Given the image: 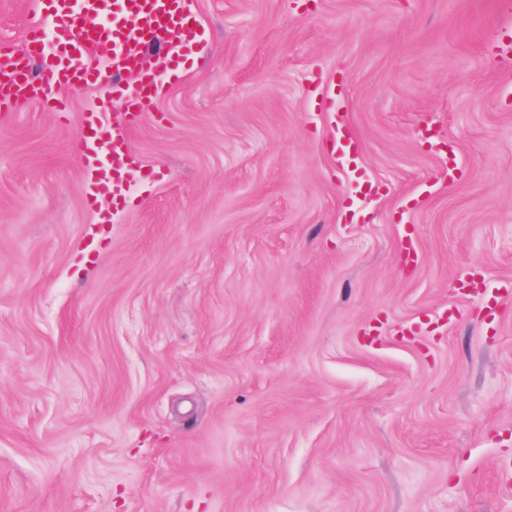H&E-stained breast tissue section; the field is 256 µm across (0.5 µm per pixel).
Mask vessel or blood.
I'll return each instance as SVG.
<instances>
[{
    "label": "vessel or blood",
    "instance_id": "1",
    "mask_svg": "<svg viewBox=\"0 0 512 512\" xmlns=\"http://www.w3.org/2000/svg\"><path fill=\"white\" fill-rule=\"evenodd\" d=\"M191 0H40L54 34L46 49L40 29L29 30L24 52L0 46V109L12 111L36 101L53 112L67 109L63 88L109 83L113 94L125 97L123 125L101 123L97 111L84 117V131L75 144L87 172L84 194L95 201L111 192L113 205L124 203L121 182L126 164L129 127L145 105L163 95L177 70L165 56L163 70L143 67L145 48L170 37L178 46L197 40Z\"/></svg>",
    "mask_w": 512,
    "mask_h": 512
}]
</instances>
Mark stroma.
<instances>
[{
  "instance_id": "obj_1",
  "label": "stroma",
  "mask_w": 512,
  "mask_h": 512,
  "mask_svg": "<svg viewBox=\"0 0 512 512\" xmlns=\"http://www.w3.org/2000/svg\"><path fill=\"white\" fill-rule=\"evenodd\" d=\"M191 10L124 207L73 149L124 99L0 112V512H512V8Z\"/></svg>"
}]
</instances>
